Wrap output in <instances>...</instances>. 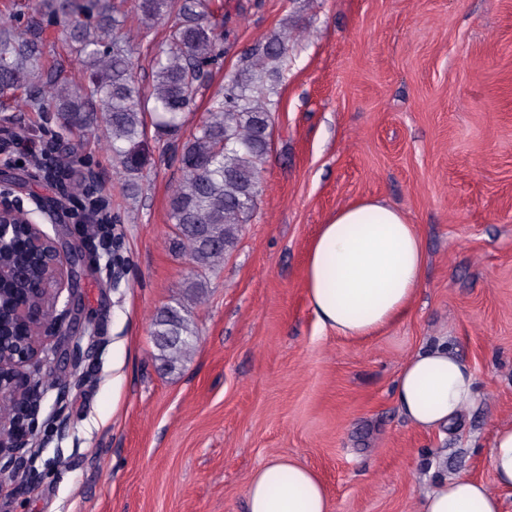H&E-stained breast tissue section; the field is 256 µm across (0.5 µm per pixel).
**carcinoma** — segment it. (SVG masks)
Listing matches in <instances>:
<instances>
[{
	"label": "carcinoma",
	"mask_w": 512,
	"mask_h": 512,
	"mask_svg": "<svg viewBox=\"0 0 512 512\" xmlns=\"http://www.w3.org/2000/svg\"><path fill=\"white\" fill-rule=\"evenodd\" d=\"M62 23L66 43L86 77L42 78L35 31L18 30L13 13L0 15V97L24 92L21 111L59 115L72 132L100 133L112 151L131 195L148 161L147 126L154 140L173 150L183 178L168 200L174 227L170 250L209 270L224 262L260 192L261 164L272 136L276 85L287 65L280 33L244 54L247 65L213 97L207 116L186 139V117L214 70L224 62V18L211 0H136L140 40H154L155 21L167 22L155 57L153 83L143 89L132 76L130 44L122 28L127 0H40ZM159 360L173 365L192 348L195 331L184 309L165 306L152 319Z\"/></svg>",
	"instance_id": "carcinoma-1"
}]
</instances>
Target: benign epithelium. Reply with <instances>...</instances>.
<instances>
[{
    "instance_id": "1",
    "label": "benign epithelium",
    "mask_w": 512,
    "mask_h": 512,
    "mask_svg": "<svg viewBox=\"0 0 512 512\" xmlns=\"http://www.w3.org/2000/svg\"><path fill=\"white\" fill-rule=\"evenodd\" d=\"M49 211L50 204L38 197L24 199L9 188H0V254L14 235V225L27 224L31 228L27 258L31 265L40 267L33 274L0 258V285L16 280L23 284L21 299L12 301L9 307L11 317L25 329L24 336L14 346L0 343V487L8 484L20 497L41 478L36 467L40 449L53 438L61 442L69 437L68 397L85 384L98 360L99 342L91 333L86 343L81 336L71 337V346L63 356L70 366L66 379L44 386L29 370L49 359L47 332L66 335L80 301L77 290L81 274L69 273L67 255L59 249L54 258H47L46 247L53 248L57 243L40 229L37 217ZM77 247L94 258L96 273L113 289L125 281L128 263L123 256V236L107 233L105 226L96 225ZM51 391L55 398L41 422L39 417Z\"/></svg>"
}]
</instances>
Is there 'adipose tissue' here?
<instances>
[{"mask_svg": "<svg viewBox=\"0 0 512 512\" xmlns=\"http://www.w3.org/2000/svg\"><path fill=\"white\" fill-rule=\"evenodd\" d=\"M423 239L403 212L380 199L340 208L315 237L305 268L309 306L319 325L359 339L403 319L422 282ZM399 408L423 431L453 428L476 400L471 366L438 342L414 353L395 385ZM492 482L464 475L437 480L419 512H503L512 491V424L496 427ZM246 512H331L326 489L307 466L274 458L249 478Z\"/></svg>", "mask_w": 512, "mask_h": 512, "instance_id": "ef3b65f1", "label": "adipose tissue"}]
</instances>
